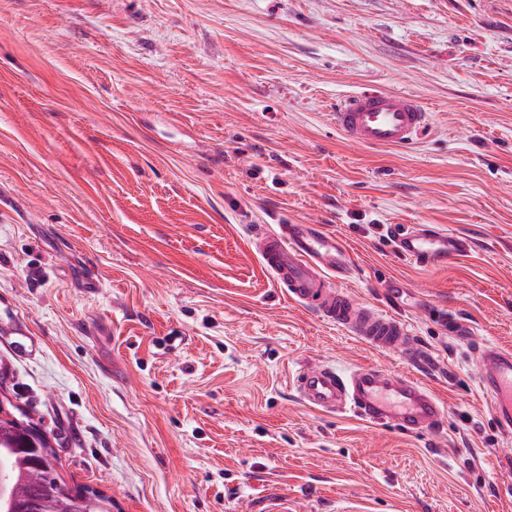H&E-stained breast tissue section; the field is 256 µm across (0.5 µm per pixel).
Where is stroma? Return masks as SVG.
Listing matches in <instances>:
<instances>
[{
    "mask_svg": "<svg viewBox=\"0 0 512 512\" xmlns=\"http://www.w3.org/2000/svg\"><path fill=\"white\" fill-rule=\"evenodd\" d=\"M366 85L418 97L429 138L340 136ZM285 220L338 236L343 288L438 371L291 302L244 232ZM393 224L474 249L424 270ZM483 344L512 348V0H0V400L68 484L112 512H512ZM311 362L422 377L446 424L311 410Z\"/></svg>",
    "mask_w": 512,
    "mask_h": 512,
    "instance_id": "obj_1",
    "label": "stroma"
}]
</instances>
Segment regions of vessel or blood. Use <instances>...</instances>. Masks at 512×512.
<instances>
[{
  "instance_id": "vessel-or-blood-1",
  "label": "vessel or blood",
  "mask_w": 512,
  "mask_h": 512,
  "mask_svg": "<svg viewBox=\"0 0 512 512\" xmlns=\"http://www.w3.org/2000/svg\"><path fill=\"white\" fill-rule=\"evenodd\" d=\"M337 131L360 146L408 148L429 132V113L414 96L379 89L347 95L336 106ZM249 246L275 283L297 305L326 323L384 352L399 354L422 367L430 358L400 318L356 300L340 288L354 263L349 250L318 224L246 225ZM393 253L425 268L443 267L467 257L470 238L429 224H398L392 233ZM477 383L489 398L503 432L512 431V351L478 348ZM293 390L308 408L329 413L353 412L362 421L392 426L407 434L439 430L445 404L426 386L375 367L347 373L327 364L305 365L291 378Z\"/></svg>"
}]
</instances>
